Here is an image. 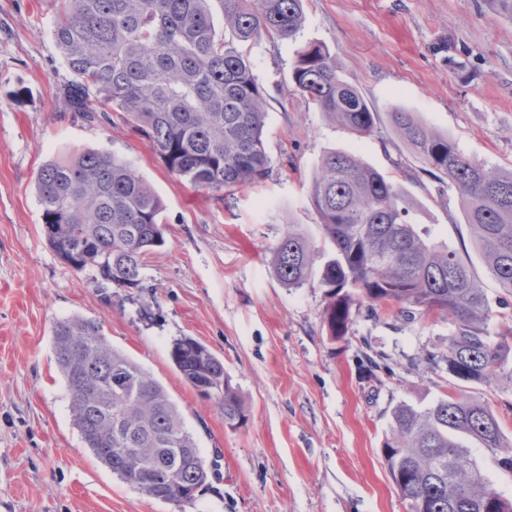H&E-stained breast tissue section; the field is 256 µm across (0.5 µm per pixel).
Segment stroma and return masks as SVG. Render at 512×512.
<instances>
[{"label":"stroma","instance_id":"stroma-1","mask_svg":"<svg viewBox=\"0 0 512 512\" xmlns=\"http://www.w3.org/2000/svg\"><path fill=\"white\" fill-rule=\"evenodd\" d=\"M55 9V0H0V512H408L382 454L395 405L481 398L512 437V359L495 384L456 381L426 358L446 351V320L397 322L364 301L346 336L332 339L324 288L285 286L271 266L291 224L321 260L332 257L310 185L327 151H346L403 190L430 242L470 263L494 311L490 333L512 326L458 191L426 172L391 126L393 111L414 113L471 159L511 170L512 17L487 0H304L295 39L248 51L266 90L268 172L214 192L171 175L120 119L90 125L68 108L62 90L73 75L52 37ZM311 43L327 46L378 112L373 134L330 122L296 91L294 62ZM89 147L126 161L163 202L165 244L139 287L101 286L59 262L42 235L40 166ZM73 314L101 321L112 346L165 386L202 457L217 462L185 510L142 495L84 447L52 349L54 325ZM183 336L223 359L244 426H228L182 379L170 349ZM369 357L383 365L373 378Z\"/></svg>","mask_w":512,"mask_h":512}]
</instances>
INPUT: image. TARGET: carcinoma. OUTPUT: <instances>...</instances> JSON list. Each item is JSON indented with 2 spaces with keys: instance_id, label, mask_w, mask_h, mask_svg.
Returning <instances> with one entry per match:
<instances>
[{
  "instance_id": "1",
  "label": "carcinoma",
  "mask_w": 512,
  "mask_h": 512,
  "mask_svg": "<svg viewBox=\"0 0 512 512\" xmlns=\"http://www.w3.org/2000/svg\"><path fill=\"white\" fill-rule=\"evenodd\" d=\"M224 15L216 29L213 3ZM303 23V0H60L52 34L74 76L64 95L90 122L112 113L140 131L168 172L212 191L263 178L265 91L247 49L265 38L292 39ZM292 81L324 115L358 135L376 129L377 113L338 72L321 43L297 52ZM395 133L461 196L467 224L499 286L512 295V171L478 163L411 112L392 113ZM44 234L60 262L117 288L140 286L145 257L164 244V205L125 161L93 149L43 164L36 180ZM311 201L322 237L335 257L315 268L310 239L288 225L273 250L272 269L290 288L316 278L330 302V336L346 335L362 298L392 317L435 314L448 320V374L467 383L498 381L512 353V329L495 340L493 311L469 264L447 247L425 242L408 220L403 192L375 168L345 151L320 161ZM53 352L70 396L72 422L85 447L113 475L142 495L178 508L193 503L211 469L179 406L153 375L113 348L102 324L80 315L53 329ZM171 359L184 381L215 400L232 428L247 415L224 361L184 336ZM383 445L389 474L409 512H498L496 490L467 445L487 449L512 472V438L491 406L448 395L418 409L391 413Z\"/></svg>"
}]
</instances>
